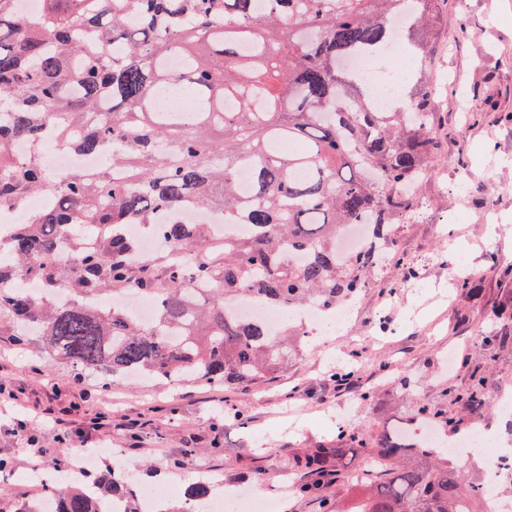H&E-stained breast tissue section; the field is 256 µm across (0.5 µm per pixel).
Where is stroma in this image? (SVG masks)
I'll list each match as a JSON object with an SVG mask.
<instances>
[{"label": "stroma", "instance_id": "1", "mask_svg": "<svg viewBox=\"0 0 512 512\" xmlns=\"http://www.w3.org/2000/svg\"><path fill=\"white\" fill-rule=\"evenodd\" d=\"M420 36L436 81L439 149L399 226L396 251L413 287L395 288L396 271L384 265L353 296L344 328L305 337L287 372L242 390L193 381L109 386L36 364L35 346L0 340V380L10 389L0 397V456L17 474L0 485V512L38 496L31 473L61 451L58 417L75 439L117 450L141 483L166 484L175 512L199 469L281 498V512H323L318 499L297 497L305 476L295 458L335 444L337 415L376 435L408 423L417 404L453 408V388L477 371L487 378L480 421L512 444V420L495 399L512 391V316L502 315L512 312V0H444ZM457 242L471 252L470 290L454 277ZM354 367L359 392L338 390L333 374Z\"/></svg>", "mask_w": 512, "mask_h": 512}]
</instances>
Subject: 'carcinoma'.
I'll use <instances>...</instances> for the list:
<instances>
[{
	"instance_id": "1",
	"label": "carcinoma",
	"mask_w": 512,
	"mask_h": 512,
	"mask_svg": "<svg viewBox=\"0 0 512 512\" xmlns=\"http://www.w3.org/2000/svg\"><path fill=\"white\" fill-rule=\"evenodd\" d=\"M14 2L0 0V212L38 193L57 200L0 239V280L33 279L73 299L59 305L1 288L0 337L31 341L41 357L112 383L243 388L285 370L297 327L272 335L260 321L229 319L224 304L248 293L289 312L312 300L333 309L381 266L371 248L339 257L336 238L370 224L371 242L385 243L414 210L437 154L434 94L399 95L379 110L345 61L387 57L398 14L408 17L407 58H422L418 33L441 0H40L39 23ZM174 56L179 71L168 67ZM227 101L238 109L225 111ZM50 132L74 152L110 153V166L54 176L34 158H13L15 142L37 147ZM242 168L252 178L247 197ZM188 205L245 232L218 241L209 225L180 220ZM134 227L162 230L170 248L196 251L194 261L167 252L136 263ZM194 281L210 285L204 297L190 296ZM128 288L157 300L153 324L84 302ZM485 388L473 378L455 404L483 415ZM416 416L442 429L459 422L426 404ZM409 448L391 432H344L336 447L298 458L310 477L298 492L335 512L331 489L363 452L375 472L357 478L355 512H478L462 470L438 451L414 457ZM83 483L61 479L51 490L64 512H93ZM98 490L140 512L128 483L100 480Z\"/></svg>"
}]
</instances>
